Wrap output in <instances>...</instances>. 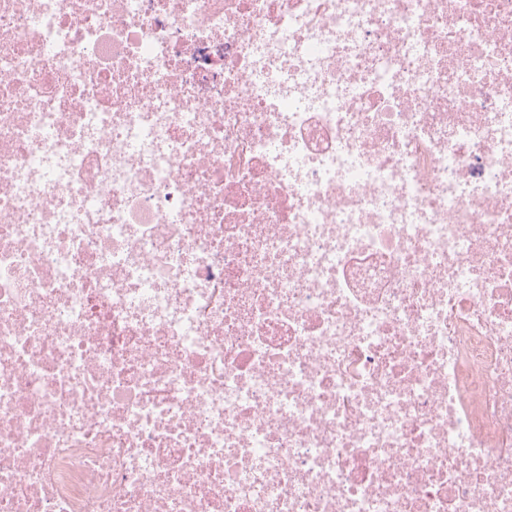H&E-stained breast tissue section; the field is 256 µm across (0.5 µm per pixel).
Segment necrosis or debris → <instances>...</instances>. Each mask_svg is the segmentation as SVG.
<instances>
[{"label": "necrosis or debris", "mask_w": 512, "mask_h": 512, "mask_svg": "<svg viewBox=\"0 0 512 512\" xmlns=\"http://www.w3.org/2000/svg\"><path fill=\"white\" fill-rule=\"evenodd\" d=\"M0 512H512V0H0Z\"/></svg>", "instance_id": "1"}]
</instances>
